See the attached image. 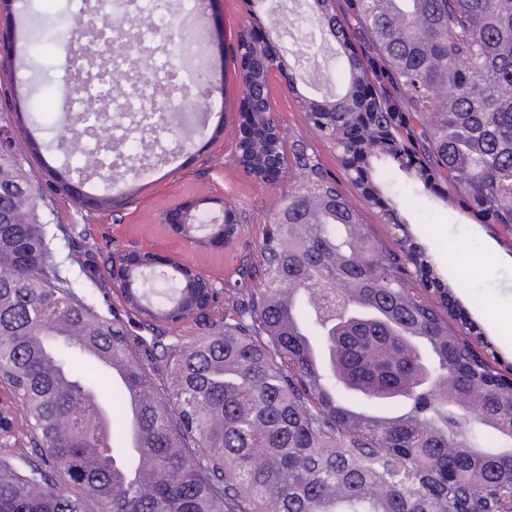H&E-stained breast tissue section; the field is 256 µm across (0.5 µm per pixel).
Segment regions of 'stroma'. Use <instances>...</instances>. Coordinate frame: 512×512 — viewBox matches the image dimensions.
<instances>
[{
  "mask_svg": "<svg viewBox=\"0 0 512 512\" xmlns=\"http://www.w3.org/2000/svg\"><path fill=\"white\" fill-rule=\"evenodd\" d=\"M85 3L40 0L39 9L64 37L75 19L92 20ZM303 13L301 0H212L214 42L209 58L222 80L224 95L214 99L204 122L192 132V147L178 150L137 178L118 171L108 179L92 178L85 184V191L93 196L112 195L110 208H87L75 199L57 196L55 258L62 275L96 303L99 311L106 313L121 306L122 297L113 290L108 273L109 254L116 248L182 260L219 286L239 280L241 269L255 263L265 224L279 214L289 192L297 190L298 185L289 180L268 187L247 175L233 158V145L242 124L237 35L247 24L261 33L285 17L297 23ZM304 37V28L297 25L284 52L296 79L294 90H287L280 75H272L271 102L287 142L311 144L324 168L341 179L345 172L334 149L311 133L298 99L304 96L318 100L340 90L344 58L336 42H329L322 53L314 46L302 47ZM26 51L46 73L36 93L45 128L24 131L19 140L24 149L33 150V172L46 191L55 188L51 169L64 163L81 166L88 149L106 147L115 140L126 144L144 140V133L134 130L129 114L111 127L106 138L90 134L78 137L61 128V88L89 83L97 67L89 56L79 66H69L56 43L28 48L15 43L10 62L0 66V83L12 84L14 91L8 100L0 102V108L22 112L27 107L25 84L30 74L20 66ZM416 156L412 150L407 159L385 160L388 187L377 200L366 199L354 187L349 188L348 195L373 233L388 239L404 235L425 249L436 275L453 290L448 300L450 324L459 331L467 323L480 324L484 332L480 349L500 370L511 369L512 321L505 319L503 312L512 306V242L504 238L497 225L477 223L466 198H459L452 206L443 205L439 196L445 191L444 185L419 192L410 165ZM187 200L197 201L199 214L209 217L220 215L222 206H231L238 221L235 240L226 245L198 243L178 228L161 223L166 208ZM396 202L407 205L401 213L406 224L400 231L381 218L383 210ZM75 231L85 234L83 248L89 261L78 263L68 256V237Z\"/></svg>",
  "mask_w": 512,
  "mask_h": 512,
  "instance_id": "stroma-1",
  "label": "stroma"
}]
</instances>
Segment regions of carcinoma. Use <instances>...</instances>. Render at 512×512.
<instances>
[{"label":"carcinoma","mask_w":512,"mask_h":512,"mask_svg":"<svg viewBox=\"0 0 512 512\" xmlns=\"http://www.w3.org/2000/svg\"><path fill=\"white\" fill-rule=\"evenodd\" d=\"M343 48L341 92L301 99L349 157L422 156L423 186L463 192L512 227V0H311ZM29 39L48 37L26 6ZM79 123L101 120L99 84ZM278 139L247 160L265 165ZM279 222L265 226L261 288L170 336L201 285L154 279L143 258L105 318L62 277L54 203L19 139L0 151V512H512V385L448 322L449 289L423 250L361 223L312 147H292ZM53 172L62 190L70 173ZM433 293L411 285L409 267ZM108 357L124 380L102 366ZM399 400L385 417L346 401ZM140 421L115 435L112 405Z\"/></svg>","instance_id":"carcinoma-1"}]
</instances>
